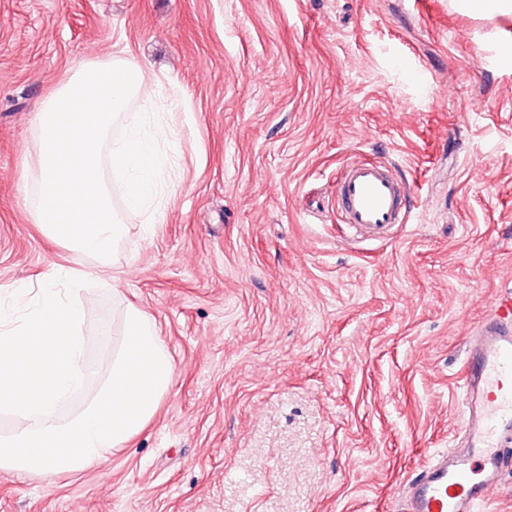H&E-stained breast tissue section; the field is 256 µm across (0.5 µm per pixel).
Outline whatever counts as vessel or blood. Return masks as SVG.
Masks as SVG:
<instances>
[{
	"instance_id": "vessel-or-blood-1",
	"label": "vessel or blood",
	"mask_w": 512,
	"mask_h": 512,
	"mask_svg": "<svg viewBox=\"0 0 512 512\" xmlns=\"http://www.w3.org/2000/svg\"><path fill=\"white\" fill-rule=\"evenodd\" d=\"M408 188L380 162L349 163L336 183L345 224L380 234L406 222ZM458 402L462 452L444 453L410 477L402 512H479L498 487L497 469L511 460L512 288L488 303L484 320L470 331Z\"/></svg>"
}]
</instances>
